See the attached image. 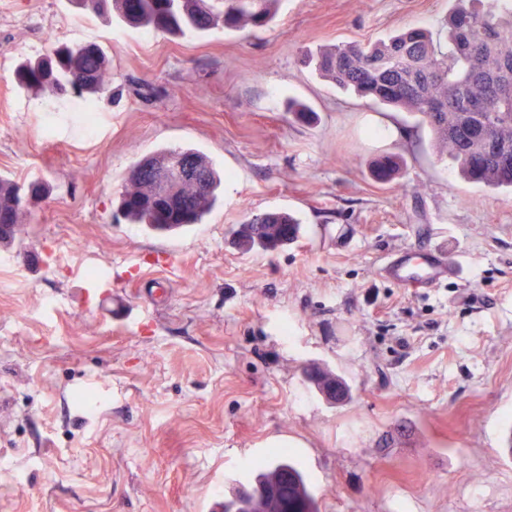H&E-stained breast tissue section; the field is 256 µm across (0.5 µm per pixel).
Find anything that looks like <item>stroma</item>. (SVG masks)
<instances>
[{"instance_id":"obj_1","label":"stroma","mask_w":512,"mask_h":512,"mask_svg":"<svg viewBox=\"0 0 512 512\" xmlns=\"http://www.w3.org/2000/svg\"><path fill=\"white\" fill-rule=\"evenodd\" d=\"M450 8L281 0L253 33L174 37L0 0V174L51 187L0 245V512H205L278 447L320 512H512V192L465 182L414 116L304 58L411 25L442 38ZM85 41L112 60L92 125L12 74ZM162 147L223 176L205 223L171 235L117 211L130 165ZM384 154L403 162L389 183ZM268 211L292 213L298 240L241 252L233 229ZM436 248L465 260L460 278L379 275ZM311 363L350 399L310 388Z\"/></svg>"}]
</instances>
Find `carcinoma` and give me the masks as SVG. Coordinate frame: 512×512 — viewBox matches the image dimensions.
Here are the masks:
<instances>
[{
	"instance_id": "1",
	"label": "carcinoma",
	"mask_w": 512,
	"mask_h": 512,
	"mask_svg": "<svg viewBox=\"0 0 512 512\" xmlns=\"http://www.w3.org/2000/svg\"><path fill=\"white\" fill-rule=\"evenodd\" d=\"M89 14L115 16L131 27L172 36H203L217 26L245 31L272 22L280 0H68ZM315 71L344 91L409 112L429 128L437 147L468 182L512 190V12L498 0H453L445 42L422 26L362 46L336 45L307 55ZM107 52L96 42L52 46L20 60L13 77L37 95L94 103L107 93ZM189 161L201 181L182 178L175 161ZM149 170L130 169L119 191V211L130 224L168 233L201 224L217 203L218 177L210 162L192 149L164 148L146 157ZM396 155L375 161L374 177L390 181L400 170ZM0 176V225L21 224L28 209ZM301 225L288 214L264 212L237 226L233 235L244 252L293 243ZM307 380L318 392L330 385L350 397L346 382L332 370L312 366ZM288 473V500L317 512L303 471L276 448L259 465L249 486L258 492Z\"/></svg>"
}]
</instances>
